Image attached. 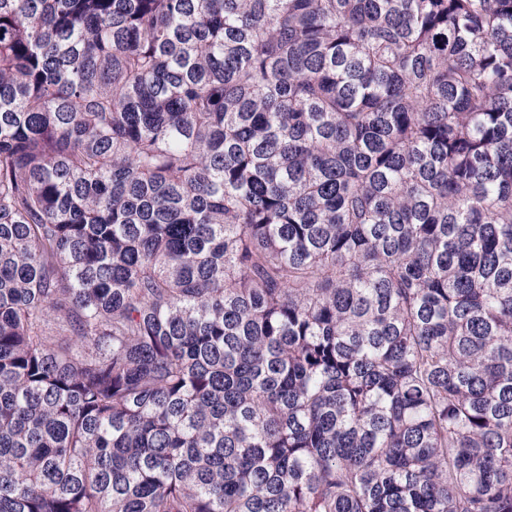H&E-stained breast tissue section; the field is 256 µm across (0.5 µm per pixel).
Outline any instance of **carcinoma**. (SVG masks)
I'll list each match as a JSON object with an SVG mask.
<instances>
[{
  "label": "carcinoma",
  "instance_id": "cac0c4a2",
  "mask_svg": "<svg viewBox=\"0 0 512 512\" xmlns=\"http://www.w3.org/2000/svg\"><path fill=\"white\" fill-rule=\"evenodd\" d=\"M0 512H512V0H0Z\"/></svg>",
  "mask_w": 512,
  "mask_h": 512
}]
</instances>
